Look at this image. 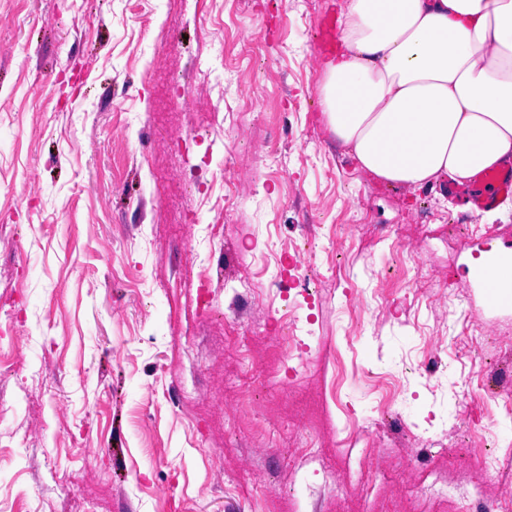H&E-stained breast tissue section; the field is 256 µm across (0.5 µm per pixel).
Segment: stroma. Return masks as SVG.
Segmentation results:
<instances>
[{
  "mask_svg": "<svg viewBox=\"0 0 512 512\" xmlns=\"http://www.w3.org/2000/svg\"><path fill=\"white\" fill-rule=\"evenodd\" d=\"M335 0H22L0 4V340L21 360L0 375L17 408L0 419V501L27 512H455L427 486L470 487L481 459L464 448L470 396L489 387L492 345L454 352L473 324L512 340V301L492 303L474 273L478 251L512 253V214L453 230L459 205L421 199L367 174L337 150L319 91L326 56L319 19ZM174 25L165 47L162 22ZM229 65L193 78L177 107L167 82L218 54ZM247 112H240V105ZM292 113V134L268 124ZM208 132L213 154L188 163L172 142ZM235 182L224 208L216 184ZM211 195H201L205 185ZM200 222L224 227L208 284L216 311L196 301L185 254ZM316 207L340 224L294 269L319 273L314 338L303 368L285 374L266 327L283 307L262 271ZM246 283L248 326L222 311ZM270 392L258 412L284 435L238 421L241 346ZM389 372L402 391L391 418L365 383ZM359 426L344 434L332 383ZM448 418L431 443L434 417ZM314 435L317 456L298 440Z\"/></svg>",
  "mask_w": 512,
  "mask_h": 512,
  "instance_id": "1",
  "label": "stroma"
}]
</instances>
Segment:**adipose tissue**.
<instances>
[{
    "mask_svg": "<svg viewBox=\"0 0 512 512\" xmlns=\"http://www.w3.org/2000/svg\"><path fill=\"white\" fill-rule=\"evenodd\" d=\"M320 102L390 184L463 183L512 158V0H336Z\"/></svg>",
    "mask_w": 512,
    "mask_h": 512,
    "instance_id": "obj_1",
    "label": "adipose tissue"
}]
</instances>
